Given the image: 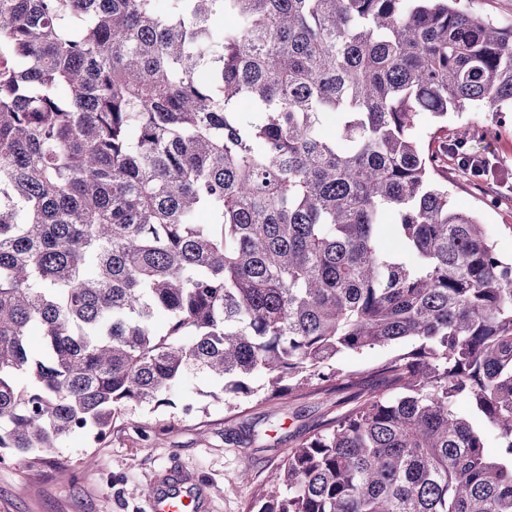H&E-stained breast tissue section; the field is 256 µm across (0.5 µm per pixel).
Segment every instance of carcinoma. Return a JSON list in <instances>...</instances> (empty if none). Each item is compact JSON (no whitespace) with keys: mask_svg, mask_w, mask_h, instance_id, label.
Here are the masks:
<instances>
[{"mask_svg":"<svg viewBox=\"0 0 512 512\" xmlns=\"http://www.w3.org/2000/svg\"><path fill=\"white\" fill-rule=\"evenodd\" d=\"M2 56L0 448L36 464L192 372L239 403L356 387L339 355L403 342L253 512H512V260L432 148L450 113L512 112V25L0 0Z\"/></svg>","mask_w":512,"mask_h":512,"instance_id":"obj_1","label":"carcinoma"}]
</instances>
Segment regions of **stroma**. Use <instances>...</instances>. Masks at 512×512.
<instances>
[{"instance_id":"stroma-1","label":"stroma","mask_w":512,"mask_h":512,"mask_svg":"<svg viewBox=\"0 0 512 512\" xmlns=\"http://www.w3.org/2000/svg\"><path fill=\"white\" fill-rule=\"evenodd\" d=\"M466 128L465 149L486 160L475 177L448 157V190L458 209L479 214L500 254L512 259V112H464L449 131ZM220 382L191 376L172 403L157 411L120 414L105 438L82 432L44 452L31 467L11 452L0 455V512H149L145 492L171 476L205 492L202 512H247L252 496L305 434L323 429L357 401V391L332 397L287 395L259 406L228 410ZM258 437L237 445L242 426ZM249 474L250 485L239 481Z\"/></svg>"}]
</instances>
